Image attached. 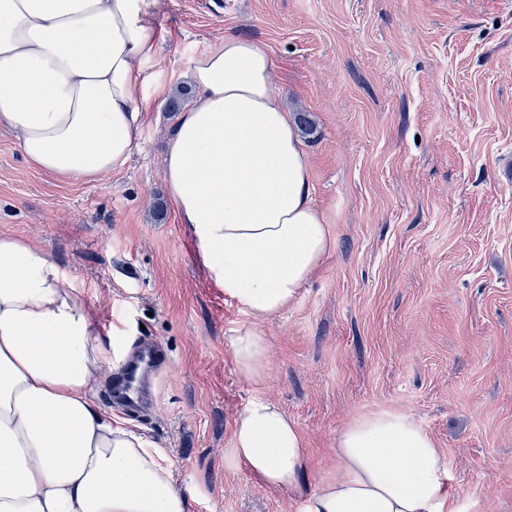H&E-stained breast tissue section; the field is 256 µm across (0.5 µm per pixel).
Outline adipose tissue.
<instances>
[{
    "label": "adipose tissue",
    "instance_id": "obj_1",
    "mask_svg": "<svg viewBox=\"0 0 512 512\" xmlns=\"http://www.w3.org/2000/svg\"><path fill=\"white\" fill-rule=\"evenodd\" d=\"M163 0H0V127L62 180L121 169L160 60ZM257 43L227 36L196 56L193 104L163 176L211 282L243 313L236 369L265 383L264 324L288 308L335 241L312 202L311 162ZM112 366L88 303L44 247L0 236V512H185L163 451L113 421L94 382ZM335 480L310 486L304 435L271 399L238 416L228 462L285 489L302 512H445L447 462L414 418L382 413L336 435Z\"/></svg>",
    "mask_w": 512,
    "mask_h": 512
}]
</instances>
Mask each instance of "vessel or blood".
Listing matches in <instances>:
<instances>
[{"instance_id": "vessel-or-blood-1", "label": "vessel or blood", "mask_w": 512, "mask_h": 512, "mask_svg": "<svg viewBox=\"0 0 512 512\" xmlns=\"http://www.w3.org/2000/svg\"><path fill=\"white\" fill-rule=\"evenodd\" d=\"M166 359L162 346L151 338L138 340L115 374L106 399L128 412H146L154 399L155 388Z\"/></svg>"}]
</instances>
